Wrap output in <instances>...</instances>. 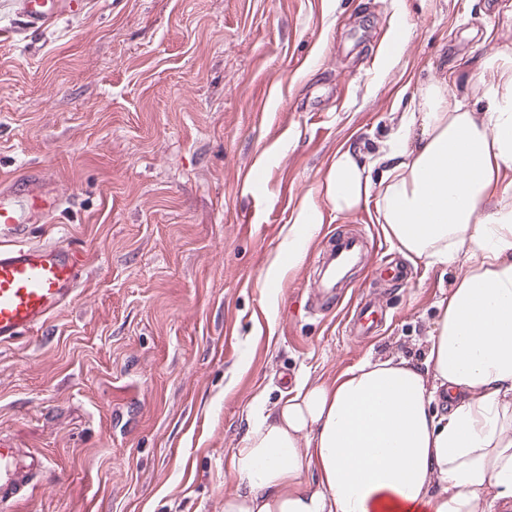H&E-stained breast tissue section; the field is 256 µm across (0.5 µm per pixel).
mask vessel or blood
<instances>
[{"label": "vessel or blood", "mask_w": 512, "mask_h": 512, "mask_svg": "<svg viewBox=\"0 0 512 512\" xmlns=\"http://www.w3.org/2000/svg\"><path fill=\"white\" fill-rule=\"evenodd\" d=\"M31 27L50 25L64 15L80 14L85 0H19ZM62 206L61 198L27 181L19 193L0 195V345L39 331L74 297L82 275L81 256L58 245L28 241L33 214L48 217ZM366 250L357 234L331 238L318 267V298L332 307L349 273ZM38 453H24L0 438V512L23 499L34 476L46 470Z\"/></svg>", "instance_id": "vessel-or-blood-1"}]
</instances>
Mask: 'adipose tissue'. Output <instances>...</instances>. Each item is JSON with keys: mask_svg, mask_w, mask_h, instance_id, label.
Returning <instances> with one entry per match:
<instances>
[{"mask_svg": "<svg viewBox=\"0 0 512 512\" xmlns=\"http://www.w3.org/2000/svg\"><path fill=\"white\" fill-rule=\"evenodd\" d=\"M462 81L460 95L422 82L390 138L339 146L321 185L412 261H464L422 359L370 355L275 403L255 394L224 512H512V52ZM321 222L302 200L287 262Z\"/></svg>", "mask_w": 512, "mask_h": 512, "instance_id": "obj_1", "label": "adipose tissue"}]
</instances>
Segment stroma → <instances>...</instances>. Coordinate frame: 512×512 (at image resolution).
Returning a JSON list of instances; mask_svg holds the SVG:
<instances>
[{"mask_svg": "<svg viewBox=\"0 0 512 512\" xmlns=\"http://www.w3.org/2000/svg\"><path fill=\"white\" fill-rule=\"evenodd\" d=\"M498 50L512 0H87L44 31L0 0V192L35 178L62 195L29 241L84 258L73 301L0 347V435L50 460L13 512H224L256 392L371 351L421 357L464 263L388 284L397 247L318 188L336 148L386 139L430 75ZM306 196L322 223L268 280ZM351 231L367 257L311 311L320 252ZM364 297L384 320L357 336Z\"/></svg>", "mask_w": 512, "mask_h": 512, "instance_id": "obj_1", "label": "stroma"}]
</instances>
